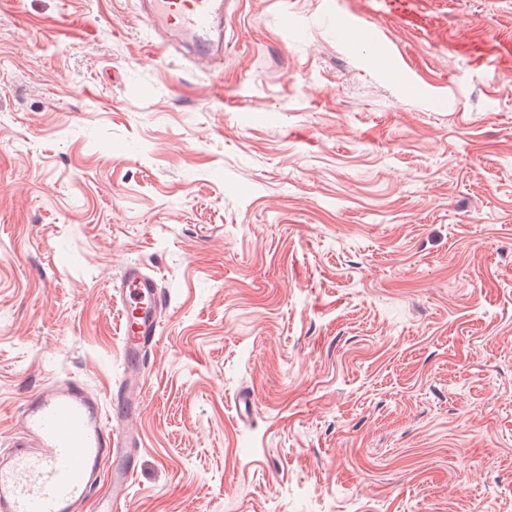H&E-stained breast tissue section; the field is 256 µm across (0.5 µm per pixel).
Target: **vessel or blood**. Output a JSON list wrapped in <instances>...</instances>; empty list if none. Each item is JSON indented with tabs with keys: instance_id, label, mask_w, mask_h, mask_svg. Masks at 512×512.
<instances>
[{
	"instance_id": "vessel-or-blood-1",
	"label": "vessel or blood",
	"mask_w": 512,
	"mask_h": 512,
	"mask_svg": "<svg viewBox=\"0 0 512 512\" xmlns=\"http://www.w3.org/2000/svg\"><path fill=\"white\" fill-rule=\"evenodd\" d=\"M147 27L195 59L214 63L224 46L225 0H138ZM121 319L125 375L102 402L84 381L57 378L28 395L15 416L14 438L0 457V512H84L91 491L107 482L99 512H123L140 439L133 423L145 396L147 350L161 338L159 280L125 265L110 287Z\"/></svg>"
}]
</instances>
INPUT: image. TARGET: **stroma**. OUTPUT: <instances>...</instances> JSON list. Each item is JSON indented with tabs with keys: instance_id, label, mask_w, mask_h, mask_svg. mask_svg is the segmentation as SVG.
Listing matches in <instances>:
<instances>
[{
	"instance_id": "1",
	"label": "stroma",
	"mask_w": 512,
	"mask_h": 512,
	"mask_svg": "<svg viewBox=\"0 0 512 512\" xmlns=\"http://www.w3.org/2000/svg\"><path fill=\"white\" fill-rule=\"evenodd\" d=\"M129 261L126 512H512V0H231L209 66L0 0V451L44 381L111 394Z\"/></svg>"
}]
</instances>
